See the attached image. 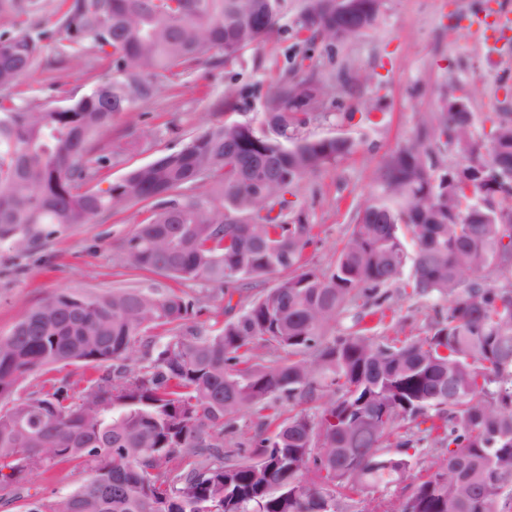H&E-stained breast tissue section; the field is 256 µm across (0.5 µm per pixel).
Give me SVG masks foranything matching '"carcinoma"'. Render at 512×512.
<instances>
[{"mask_svg": "<svg viewBox=\"0 0 512 512\" xmlns=\"http://www.w3.org/2000/svg\"><path fill=\"white\" fill-rule=\"evenodd\" d=\"M283 2L72 0L57 21L60 57L77 66L95 56L120 77L62 106L6 95L41 66V34H0V240L26 252L154 200L123 242L124 265L207 284L194 295L152 278L60 290L0 336V488L59 463L90 470L66 498L28 512H341L355 495L390 490L404 492L399 505L371 496L364 512H512V283L490 281L512 271V177L495 166L512 165L511 112L486 116L488 128L440 104L421 113L326 269L309 264L316 225L286 194L356 143L303 135L326 93L312 74L273 88L263 129L215 123L107 190L86 188L92 139L134 112L152 78L213 50L237 58L273 31ZM381 7L344 19L333 0H305L297 35L353 41ZM450 153L461 161L446 163ZM193 186L204 191L184 193ZM271 275L275 286L237 309L245 282ZM393 286L446 302L426 335L335 334L360 300L384 310ZM211 299L225 300L228 319L209 331L192 319ZM159 327L166 341L133 358ZM259 343L275 359L255 353ZM75 363L104 368L84 393L62 379L16 395L36 371ZM283 398L295 406L284 419ZM245 409L275 426L256 437L251 462L224 450ZM390 442L441 455L420 471L414 457L385 452Z\"/></svg>", "mask_w": 512, "mask_h": 512, "instance_id": "obj_1", "label": "carcinoma"}]
</instances>
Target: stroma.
<instances>
[{"label": "stroma", "mask_w": 512, "mask_h": 512, "mask_svg": "<svg viewBox=\"0 0 512 512\" xmlns=\"http://www.w3.org/2000/svg\"><path fill=\"white\" fill-rule=\"evenodd\" d=\"M61 2L38 0L35 12L0 13V33L31 27L42 35L43 63L11 89L15 102L62 105L113 76L103 62L59 73L56 20ZM303 7L304 0H285L275 30L235 60L225 61L214 52L185 72L157 78L153 101L132 116H115L111 129L96 139L100 155L118 137L132 131L139 135L136 144L99 169L92 188L108 189L130 170L180 149L211 124L261 127L271 89L292 74L298 59H306L310 71L330 86L338 84L343 71L364 72L363 84L317 103L304 130L313 138L353 139L356 151L304 177L287 195L311 211L318 237L307 258L325 269L335 259L356 205L374 189L382 158L412 134L420 113L437 106L448 83L463 86L478 116L512 112V34L492 53L469 30L473 16L488 8L512 12V0H386L377 25L364 36L313 47L295 35ZM230 90L236 96L227 107L223 100ZM152 210V203L136 204L109 219L72 227L29 252L0 243V335L58 290L140 284V275L122 265L121 246L138 225L148 222ZM391 304L392 312L382 319L367 314L365 307L351 308L337 320L336 330L422 336L442 307L431 297H396ZM86 474L85 466L73 463L36 472L0 493L5 498L0 512H28L39 498L61 500Z\"/></svg>", "instance_id": "stroma-1"}]
</instances>
